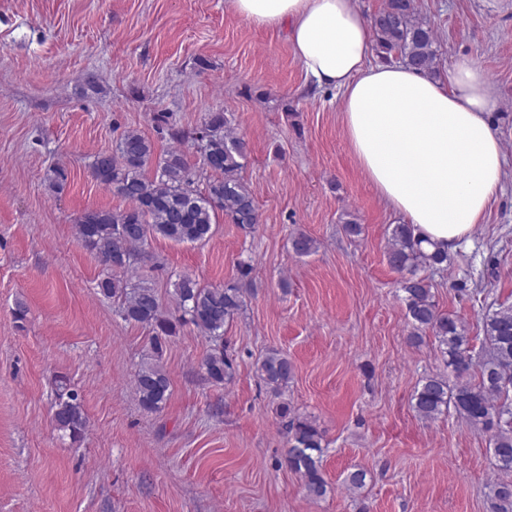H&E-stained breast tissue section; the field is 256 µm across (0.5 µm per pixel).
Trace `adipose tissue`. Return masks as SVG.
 Returning <instances> with one entry per match:
<instances>
[{"instance_id": "obj_1", "label": "adipose tissue", "mask_w": 512, "mask_h": 512, "mask_svg": "<svg viewBox=\"0 0 512 512\" xmlns=\"http://www.w3.org/2000/svg\"><path fill=\"white\" fill-rule=\"evenodd\" d=\"M268 29L287 27L314 88L340 95L349 146L388 208L448 252L469 237L502 189L493 130L497 91L469 58L440 75L370 61L373 33L357 0H227Z\"/></svg>"}]
</instances>
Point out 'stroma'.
<instances>
[{"label": "stroma", "mask_w": 512, "mask_h": 512, "mask_svg": "<svg viewBox=\"0 0 512 512\" xmlns=\"http://www.w3.org/2000/svg\"><path fill=\"white\" fill-rule=\"evenodd\" d=\"M417 5L442 62L472 59L499 92L502 190L447 270L430 274L439 310L479 336L487 305L512 303V0ZM211 112L246 143L259 224L222 218L203 243L152 239L124 278L152 285L169 312L180 275L221 286L250 263L244 309L224 332L234 371L208 380L212 343L183 325L161 360L171 396L149 413L133 387L149 331L99 294L105 268L75 224L124 208L91 175L123 131L160 156L168 126L193 133ZM347 221L360 235L345 234ZM396 222L350 150L340 96L309 89L284 31L225 0H0V512H490L504 474L486 435L411 406L444 364L433 337L408 339L386 256ZM301 232L316 242L306 256L291 248ZM271 349L294 365L279 398L255 374ZM59 375L82 396L76 441L52 422ZM282 398L324 435L323 498L283 465ZM358 469L365 485L349 489Z\"/></svg>", "instance_id": "stroma-1"}]
</instances>
